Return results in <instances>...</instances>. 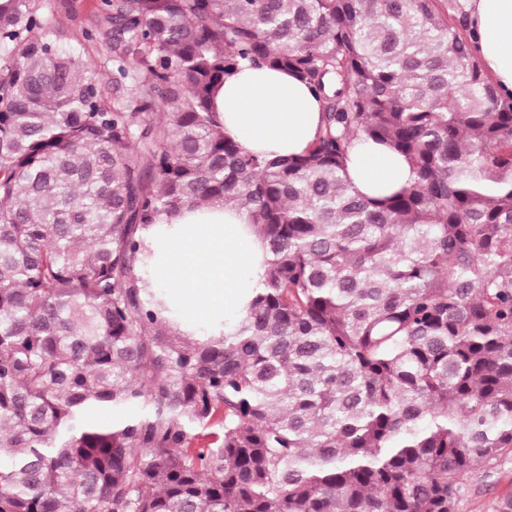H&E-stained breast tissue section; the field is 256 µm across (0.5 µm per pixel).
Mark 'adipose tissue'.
Here are the masks:
<instances>
[{"label": "adipose tissue", "instance_id": "adipose-tissue-1", "mask_svg": "<svg viewBox=\"0 0 512 512\" xmlns=\"http://www.w3.org/2000/svg\"><path fill=\"white\" fill-rule=\"evenodd\" d=\"M471 49L501 97L512 98V0H461ZM215 108L224 133L249 151L297 156L321 124L318 98L288 72L250 63L224 79ZM347 176L360 193L387 195L412 180L403 157L384 146L355 149ZM156 274L151 288L173 291L175 326L188 336L230 331L251 302L268 253L244 211L214 204L183 208L142 233Z\"/></svg>", "mask_w": 512, "mask_h": 512}]
</instances>
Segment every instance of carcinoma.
<instances>
[{
  "mask_svg": "<svg viewBox=\"0 0 512 512\" xmlns=\"http://www.w3.org/2000/svg\"><path fill=\"white\" fill-rule=\"evenodd\" d=\"M449 0H100L84 44L0 0V512H458L512 463V99ZM249 62L318 96L269 158L212 106ZM403 156L381 199L359 143ZM234 203L235 330L183 336L140 233ZM347 176L356 190L370 197L387 195L413 178L403 157L375 143L354 150Z\"/></svg>",
  "mask_w": 512,
  "mask_h": 512,
  "instance_id": "carcinoma-1",
  "label": "carcinoma"
}]
</instances>
